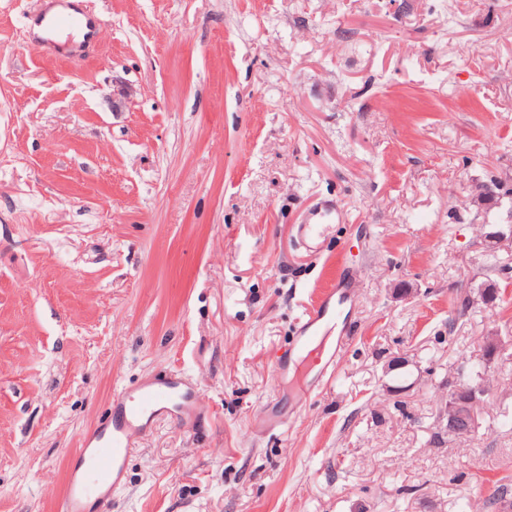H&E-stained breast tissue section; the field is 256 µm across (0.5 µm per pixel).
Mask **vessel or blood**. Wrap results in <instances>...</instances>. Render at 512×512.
Here are the masks:
<instances>
[{"label": "vessel or blood", "instance_id": "b4317fda", "mask_svg": "<svg viewBox=\"0 0 512 512\" xmlns=\"http://www.w3.org/2000/svg\"><path fill=\"white\" fill-rule=\"evenodd\" d=\"M54 2V7L44 8L29 19L41 33L40 45L77 51L91 43L96 31L93 17L73 7L70 0ZM331 210L328 204L316 207L308 222L299 227L302 236H323L326 226L322 219ZM347 289L341 279L325 289L295 333L292 350L310 372L332 374L340 367V351L327 344L323 329L327 321L341 315ZM198 412L194 389L172 374L146 379L132 391L114 394L108 419L86 433L80 448L68 459V477L57 512H90L96 502L110 499L123 479L125 462L138 439L157 420L173 415L186 421Z\"/></svg>", "mask_w": 512, "mask_h": 512}]
</instances>
